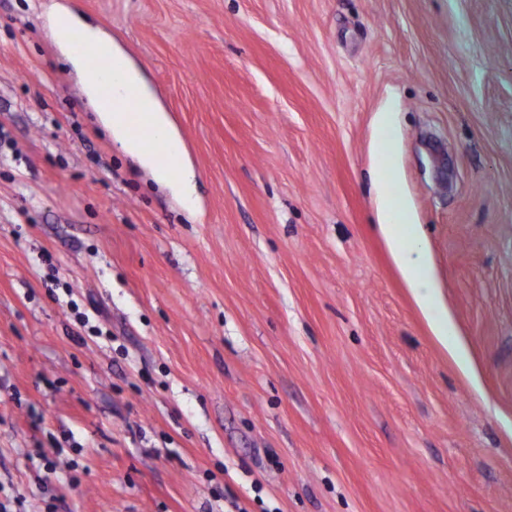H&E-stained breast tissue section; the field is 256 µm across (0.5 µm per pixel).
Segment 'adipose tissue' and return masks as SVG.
<instances>
[{
  "label": "adipose tissue",
  "mask_w": 512,
  "mask_h": 512,
  "mask_svg": "<svg viewBox=\"0 0 512 512\" xmlns=\"http://www.w3.org/2000/svg\"><path fill=\"white\" fill-rule=\"evenodd\" d=\"M54 32L61 47H68L72 37H81L110 57L112 68L100 83L87 85L86 94L96 109L104 128L119 141L123 149L142 164L153 167L156 181L179 194L183 199L192 196L193 174L189 170L173 168L172 160L178 159L180 144L165 112L160 108L151 88L141 73L118 50L113 48L98 28L83 23L68 11L54 15ZM145 128L162 143L168 156L160 161L142 141L131 135V124ZM376 185L377 215L379 226L392 246L393 259L405 282L412 290L424 311L431 316L434 336L450 344V353L459 367L467 374H474L466 346L453 337L454 326L445 307L435 296L436 282L429 263L426 247L414 225H400L402 214L400 192L394 182L382 171L373 174Z\"/></svg>",
  "instance_id": "1"
}]
</instances>
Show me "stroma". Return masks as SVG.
Instances as JSON below:
<instances>
[{"label":"stroma","mask_w":512,"mask_h":512,"mask_svg":"<svg viewBox=\"0 0 512 512\" xmlns=\"http://www.w3.org/2000/svg\"><path fill=\"white\" fill-rule=\"evenodd\" d=\"M54 5L142 72L195 214L86 105ZM0 512H512V0H0ZM373 178L377 190L378 225L391 243L393 259L423 310L431 315L434 336L448 347V336H455L454 326L448 310L436 300L437 286L426 247L414 224L405 221L404 232L398 223L404 213L398 187L380 170L373 173Z\"/></svg>","instance_id":"1"}]
</instances>
